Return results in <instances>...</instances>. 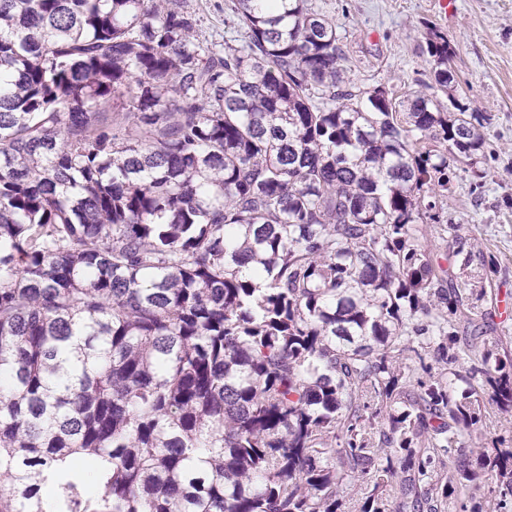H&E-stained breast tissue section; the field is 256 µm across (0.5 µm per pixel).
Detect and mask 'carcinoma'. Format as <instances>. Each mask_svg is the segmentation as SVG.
Wrapping results in <instances>:
<instances>
[{
  "instance_id": "cac0c4a2",
  "label": "carcinoma",
  "mask_w": 512,
  "mask_h": 512,
  "mask_svg": "<svg viewBox=\"0 0 512 512\" xmlns=\"http://www.w3.org/2000/svg\"><path fill=\"white\" fill-rule=\"evenodd\" d=\"M224 23L0 0V512H512L498 260L437 206L486 159L448 38L446 108L350 87L309 0ZM420 237L428 243L435 257L439 258V260L446 266V262L444 260L446 252V238L445 241L441 238L444 234L447 237L446 233L440 231V226L436 224H419Z\"/></svg>"
}]
</instances>
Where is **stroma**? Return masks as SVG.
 I'll use <instances>...</instances> for the list:
<instances>
[{
	"label": "stroma",
	"instance_id": "obj_1",
	"mask_svg": "<svg viewBox=\"0 0 512 512\" xmlns=\"http://www.w3.org/2000/svg\"><path fill=\"white\" fill-rule=\"evenodd\" d=\"M207 43L222 45L224 0H187ZM331 19L346 54L345 67L357 87H383L396 99L424 91L431 63L421 47L437 27L455 47L456 94L471 110L485 113L483 132L492 158L483 165L482 193H473L472 173L453 164L452 189L443 217L500 262L496 284L512 293V0H455L440 13L435 0H310Z\"/></svg>",
	"mask_w": 512,
	"mask_h": 512
}]
</instances>
